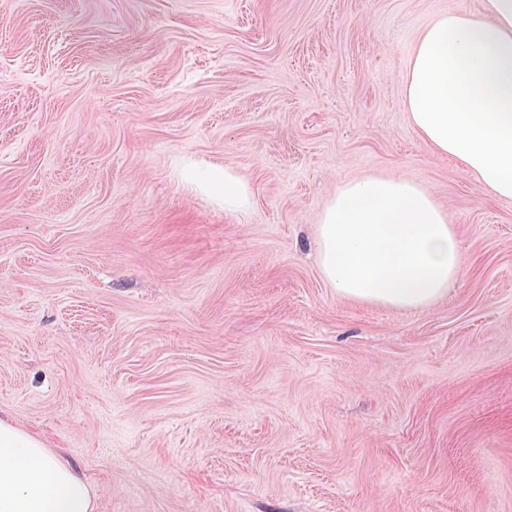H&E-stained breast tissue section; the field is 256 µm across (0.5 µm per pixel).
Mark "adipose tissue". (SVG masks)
<instances>
[{
  "mask_svg": "<svg viewBox=\"0 0 512 512\" xmlns=\"http://www.w3.org/2000/svg\"><path fill=\"white\" fill-rule=\"evenodd\" d=\"M404 104L418 136L481 189L512 199V0L453 11L420 35ZM180 178L228 213L250 209L236 168L184 160ZM318 265L349 300L396 309L433 304L460 278L459 235L432 193L399 177L351 180L319 216ZM87 482L40 434L0 418V512H94Z\"/></svg>",
  "mask_w": 512,
  "mask_h": 512,
  "instance_id": "1",
  "label": "adipose tissue"
}]
</instances>
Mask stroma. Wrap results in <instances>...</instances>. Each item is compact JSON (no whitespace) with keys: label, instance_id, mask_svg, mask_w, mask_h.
Here are the masks:
<instances>
[{"label":"stroma","instance_id":"35a3bbf8","mask_svg":"<svg viewBox=\"0 0 512 512\" xmlns=\"http://www.w3.org/2000/svg\"><path fill=\"white\" fill-rule=\"evenodd\" d=\"M486 0H0V417L95 512H512V200L419 138L420 34ZM240 170L227 214L174 165ZM398 176L466 250L337 295L317 218Z\"/></svg>","mask_w":512,"mask_h":512}]
</instances>
